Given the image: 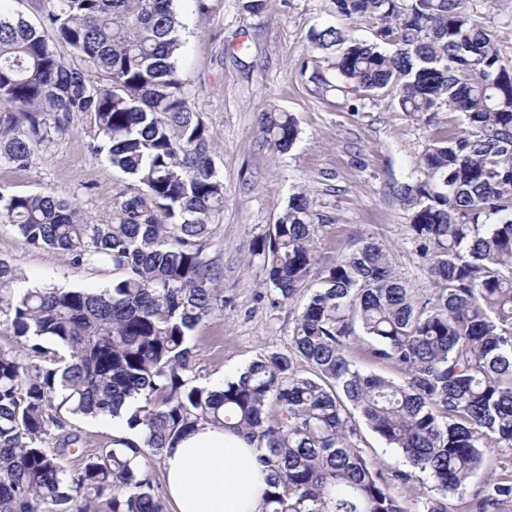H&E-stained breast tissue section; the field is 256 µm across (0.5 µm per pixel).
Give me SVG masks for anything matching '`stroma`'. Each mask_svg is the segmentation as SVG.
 <instances>
[{"label": "stroma", "instance_id": "1", "mask_svg": "<svg viewBox=\"0 0 512 512\" xmlns=\"http://www.w3.org/2000/svg\"><path fill=\"white\" fill-rule=\"evenodd\" d=\"M176 0L184 43L177 60L190 106L209 130V151L224 178V210L215 221L207 256L221 272L224 309L194 332L200 383L232 378L258 354L287 353L307 296L276 305L265 272L250 257L253 240L276 223L290 197L304 192L320 224L322 263H333L361 240L390 251L397 274L419 289L429 286L426 262L409 228L410 211L398 194L413 180L429 142L430 125L401 112L392 97H321L308 77L327 70L326 54L308 41L327 24L373 40L371 22L335 14L332 0H269L251 15L239 0ZM481 26L496 31L512 64V0H470ZM296 120L298 139L286 152L262 138L258 116L269 108ZM81 121L38 147L28 169L0 163V191L50 192L69 198L94 220H108L128 179L92 156ZM0 256L13 260L29 283L45 279L66 288H95L114 277L71 267L54 250L27 247L0 224Z\"/></svg>", "mask_w": 512, "mask_h": 512}]
</instances>
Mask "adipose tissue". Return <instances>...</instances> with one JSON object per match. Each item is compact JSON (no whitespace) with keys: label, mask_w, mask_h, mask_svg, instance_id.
Here are the masks:
<instances>
[{"label":"adipose tissue","mask_w":512,"mask_h":512,"mask_svg":"<svg viewBox=\"0 0 512 512\" xmlns=\"http://www.w3.org/2000/svg\"><path fill=\"white\" fill-rule=\"evenodd\" d=\"M254 444L204 424L165 452V492L174 512H262L269 471Z\"/></svg>","instance_id":"obj_1"}]
</instances>
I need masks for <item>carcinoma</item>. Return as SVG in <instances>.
<instances>
[{
	"mask_svg": "<svg viewBox=\"0 0 512 512\" xmlns=\"http://www.w3.org/2000/svg\"><path fill=\"white\" fill-rule=\"evenodd\" d=\"M174 2L41 0L38 27L0 11V100L13 106L0 113V162L29 167L81 118L90 153L131 180L99 223L55 194L0 192V224L23 243L118 272L98 288L29 287L0 258V322L26 349L0 348V512H166L142 461H163L200 424L262 449L265 512H448L487 451H512V66L495 34L471 21L468 0H332L336 14L376 22L372 42L310 31L336 89L387 93L428 123L461 116L400 188L434 291L416 298L375 241L320 265L319 225L295 193L250 251L274 301L310 291L293 353L258 355L216 392L196 383L193 331L224 306L205 255L224 182L182 91ZM259 124L281 152L297 139L286 112ZM122 415L138 439L62 465L81 444L74 421ZM363 424L410 469L376 466ZM419 472L434 484L419 486ZM511 498L512 474L488 478L465 510Z\"/></svg>",
	"mask_w": 512,
	"mask_h": 512,
	"instance_id": "cac0c4a2",
	"label": "carcinoma"
}]
</instances>
